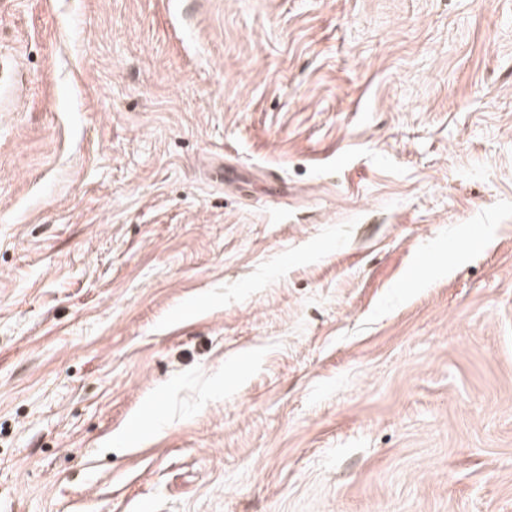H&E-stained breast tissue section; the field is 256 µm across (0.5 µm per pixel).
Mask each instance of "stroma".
<instances>
[{"label": "stroma", "mask_w": 512, "mask_h": 512, "mask_svg": "<svg viewBox=\"0 0 512 512\" xmlns=\"http://www.w3.org/2000/svg\"><path fill=\"white\" fill-rule=\"evenodd\" d=\"M0 512H512V0H5Z\"/></svg>", "instance_id": "35a3bbf8"}]
</instances>
